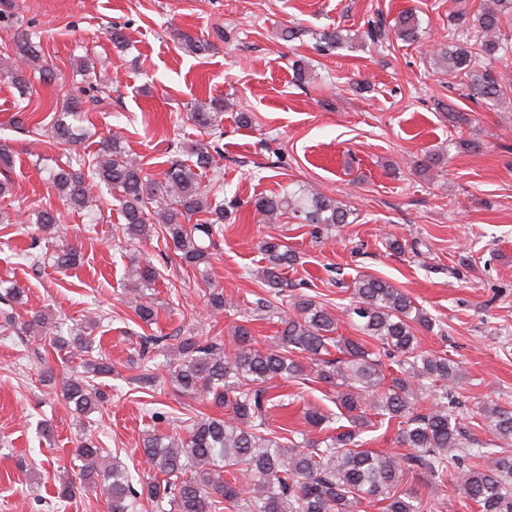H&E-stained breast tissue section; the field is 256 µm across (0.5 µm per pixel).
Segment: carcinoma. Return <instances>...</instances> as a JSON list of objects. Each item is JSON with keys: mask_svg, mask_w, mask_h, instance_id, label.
Listing matches in <instances>:
<instances>
[{"mask_svg": "<svg viewBox=\"0 0 512 512\" xmlns=\"http://www.w3.org/2000/svg\"><path fill=\"white\" fill-rule=\"evenodd\" d=\"M509 12L512 0H489L474 18L466 17L448 30V45L432 51L444 67L468 80L470 96L483 103L504 94L496 64L512 60V35L501 29ZM395 28L400 39L419 40L415 13H402ZM365 36L377 45L387 41L384 21L369 23ZM37 37L32 24L16 28L15 58L0 69L20 88L25 87L26 71L41 59ZM347 40L337 28L324 30L316 49L331 52ZM81 104V99H71L54 121L55 138L68 143L79 138L67 118L75 117ZM226 106L224 101L211 102L190 110L191 120L211 140L188 149L196 157L194 165L171 161L162 181L149 178L141 161L112 133L100 139L91 159L59 165L52 174L60 198L79 210L96 206L85 176L111 187L125 220L122 234L132 241H149L161 232L182 265L198 272L207 285L205 304L217 313L224 310V290L210 287L211 247L229 212L198 170L214 168L215 156L221 155L216 120ZM254 207L270 220L291 214L317 232L348 223L350 215L344 204L316 188L261 196ZM32 246L36 251L28 257L35 266L49 261L68 270L76 264L75 249L63 241L48 251L34 237ZM259 250L266 262L262 278L273 297L265 307L276 310L278 334L263 343L248 326L238 325L228 348L218 336L191 331L175 337L174 354L168 357L175 389L224 409V415L188 421L184 436L145 433L141 452L146 480H138V489L119 462L100 461L102 449L92 434L82 431L75 449L81 465L75 478L62 484L60 500L71 498L79 483L100 487L108 512H357L364 500L381 505L382 512H426L416 493L400 489L403 477L411 474L442 485L451 477L480 512H512V454L479 448L470 431L460 426L455 416L460 401L453 390L459 364L421 350L417 328L433 326L424 309L392 282L358 274L348 316L362 339H345L336 335V316L284 277L297 262L296 252L272 235L260 241ZM158 277L151 261L130 258L127 293L135 315L147 326L158 316L153 297ZM0 299L25 304L23 289L14 284H0ZM0 314L20 333L47 336L52 348L80 356L87 374L109 377L115 371L88 334L96 325L94 316L64 335L43 311H29L23 320L7 309ZM166 340L146 338L139 360L150 361L149 350L166 349ZM390 359L399 374H386ZM310 373L336 390V415L307 408V429L283 436L268 425L271 410L278 406L272 390L279 380ZM61 392L79 420L103 400V393L83 376L63 378ZM425 399L430 400L426 412H415ZM377 418L397 423L395 443L408 453L395 457L360 448V432L374 427ZM480 421L494 439L512 440V408L487 407Z\"/></svg>", "mask_w": 512, "mask_h": 512, "instance_id": "obj_1", "label": "carcinoma"}]
</instances>
